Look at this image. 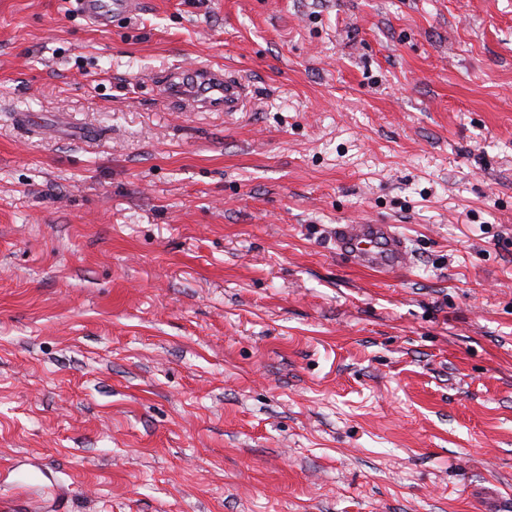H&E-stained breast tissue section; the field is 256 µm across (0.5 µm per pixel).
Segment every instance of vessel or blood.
<instances>
[{
  "label": "vessel or blood",
  "mask_w": 512,
  "mask_h": 512,
  "mask_svg": "<svg viewBox=\"0 0 512 512\" xmlns=\"http://www.w3.org/2000/svg\"><path fill=\"white\" fill-rule=\"evenodd\" d=\"M83 17L99 27L114 18L137 14L141 0H76ZM165 85L169 96L188 112H235L247 95L246 86L225 75L222 67L203 65L171 72ZM336 252L366 270L396 272L410 264L403 237L390 224H339L332 230Z\"/></svg>",
  "instance_id": "vessel-or-blood-1"
}]
</instances>
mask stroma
Listing matches in <instances>:
<instances>
[{
	"instance_id": "obj_1",
	"label": "stroma",
	"mask_w": 512,
	"mask_h": 512,
	"mask_svg": "<svg viewBox=\"0 0 512 512\" xmlns=\"http://www.w3.org/2000/svg\"><path fill=\"white\" fill-rule=\"evenodd\" d=\"M208 64L244 111L171 103ZM1 459L69 512H512V0H0ZM83 17L97 27H109L116 17L136 15L140 0H75ZM331 235L336 253L359 268L396 272L410 265L404 238L392 224H337Z\"/></svg>"
}]
</instances>
